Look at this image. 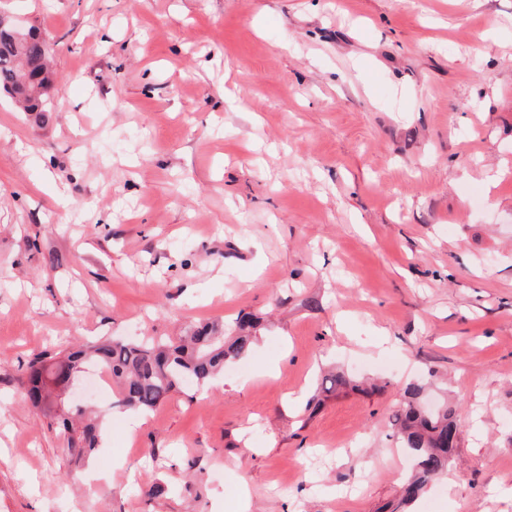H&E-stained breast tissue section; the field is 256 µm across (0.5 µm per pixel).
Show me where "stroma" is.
Masks as SVG:
<instances>
[{
    "instance_id": "stroma-1",
    "label": "stroma",
    "mask_w": 512,
    "mask_h": 512,
    "mask_svg": "<svg viewBox=\"0 0 512 512\" xmlns=\"http://www.w3.org/2000/svg\"><path fill=\"white\" fill-rule=\"evenodd\" d=\"M6 7L66 83L0 95V512H389L413 379L461 434L409 512H512V0ZM241 315L135 434L94 395L100 492L21 396L35 355Z\"/></svg>"
}]
</instances>
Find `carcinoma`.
<instances>
[{
	"instance_id": "carcinoma-1",
	"label": "carcinoma",
	"mask_w": 512,
	"mask_h": 512,
	"mask_svg": "<svg viewBox=\"0 0 512 512\" xmlns=\"http://www.w3.org/2000/svg\"><path fill=\"white\" fill-rule=\"evenodd\" d=\"M51 45L37 30L16 35L0 32V92L9 95L25 112L53 110L55 92L65 79L50 71ZM237 334L224 339L223 325L200 322L188 329L179 343L106 339L87 348L40 354L27 364L22 388L31 406L58 425L68 453L77 462L89 460L98 447V428L82 422L85 410L65 399V381L75 378L86 365L106 370L118 387L117 406L150 411L169 395L188 386L203 388L223 370L224 365L246 356L252 349L253 321L239 319ZM423 386L412 383L404 391L400 409L392 415L397 439L414 461L411 478L393 512H404L428 484L448 468L460 436V421L449 406L428 411L422 405Z\"/></svg>"
}]
</instances>
